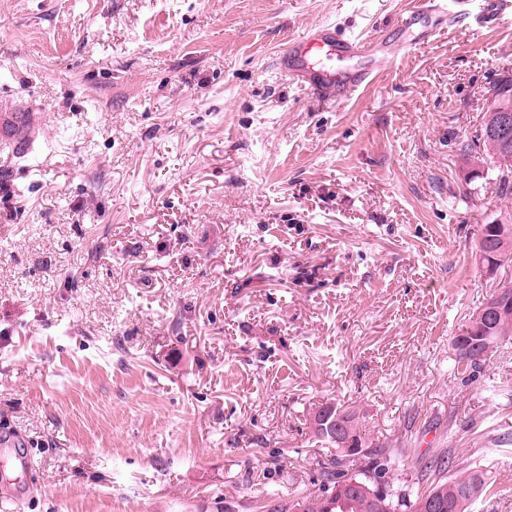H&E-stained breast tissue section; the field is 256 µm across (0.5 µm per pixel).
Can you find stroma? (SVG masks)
<instances>
[{
	"instance_id": "stroma-1",
	"label": "stroma",
	"mask_w": 512,
	"mask_h": 512,
	"mask_svg": "<svg viewBox=\"0 0 512 512\" xmlns=\"http://www.w3.org/2000/svg\"><path fill=\"white\" fill-rule=\"evenodd\" d=\"M412 0H0V512H262L335 456L312 407L408 439L402 481L453 448L512 512V343L477 382L450 340L492 281L482 225L512 196L464 179L512 15L430 18L428 45L321 106L277 68L322 22L393 30ZM27 117L19 116L17 114H1L0 116V140L1 149H8L11 156L22 157L27 154L31 149L29 139L19 136L16 133L17 127L27 122ZM7 127L9 130L5 129Z\"/></svg>"
}]
</instances>
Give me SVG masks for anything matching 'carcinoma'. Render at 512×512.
Instances as JSON below:
<instances>
[{"label": "carcinoma", "instance_id": "carcinoma-1", "mask_svg": "<svg viewBox=\"0 0 512 512\" xmlns=\"http://www.w3.org/2000/svg\"><path fill=\"white\" fill-rule=\"evenodd\" d=\"M512 112V78L494 82L491 99L486 103L481 125L493 124L503 110ZM474 147L464 154L467 174L497 171L499 194L512 195V165L502 163L506 153L500 141L473 138ZM476 248L486 253L485 262L499 269L512 266V231L501 224H485ZM506 295L495 303V310L484 319L469 316L459 333L452 337L453 369L465 383L479 379L489 346L512 339V278L498 282ZM337 413L346 423L358 446L347 452L336 449V457L322 465L317 488L305 495H276L264 505L265 512H423V495L400 484L404 449L390 448L365 439L354 412L334 404L323 405L311 413L313 423L327 410ZM418 483L428 485V493L447 506V512H480L490 494L492 483L476 462L461 459L450 448L441 450L420 467ZM365 485L353 487V482Z\"/></svg>", "mask_w": 512, "mask_h": 512}]
</instances>
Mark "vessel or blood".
Segmentation results:
<instances>
[{
  "label": "vessel or blood",
  "mask_w": 512,
  "mask_h": 512,
  "mask_svg": "<svg viewBox=\"0 0 512 512\" xmlns=\"http://www.w3.org/2000/svg\"><path fill=\"white\" fill-rule=\"evenodd\" d=\"M511 11L512 0H415L395 36L365 40L344 35L334 24L321 23L288 44L278 67L315 100L341 103L378 80L381 61L428 43L431 32L426 20L430 14L438 12L486 27ZM25 122V117L16 114L0 116V147L9 155L21 157L31 149L29 141L16 132Z\"/></svg>",
  "instance_id": "b4317fda"
}]
</instances>
